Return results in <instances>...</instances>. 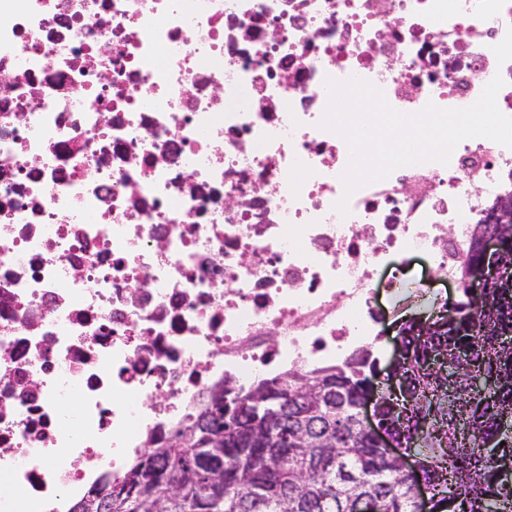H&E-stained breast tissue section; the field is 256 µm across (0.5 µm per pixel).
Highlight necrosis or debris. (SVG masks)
<instances>
[{"mask_svg":"<svg viewBox=\"0 0 512 512\" xmlns=\"http://www.w3.org/2000/svg\"><path fill=\"white\" fill-rule=\"evenodd\" d=\"M498 74L512 117V0H0V512H71L211 392L382 347L412 256L459 280L512 149L340 215L324 80L413 113Z\"/></svg>","mask_w":512,"mask_h":512,"instance_id":"4bbe7bcc","label":"necrosis or debris"}]
</instances>
